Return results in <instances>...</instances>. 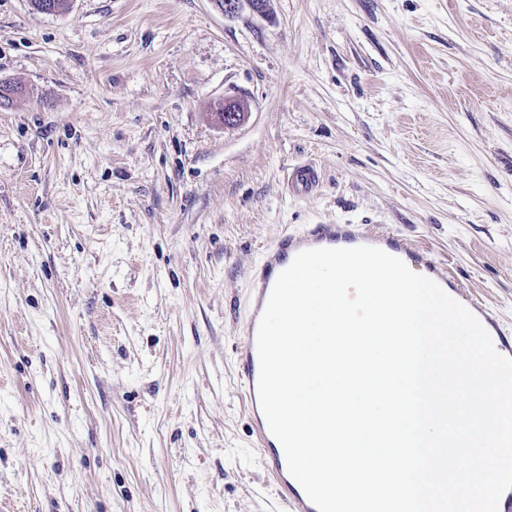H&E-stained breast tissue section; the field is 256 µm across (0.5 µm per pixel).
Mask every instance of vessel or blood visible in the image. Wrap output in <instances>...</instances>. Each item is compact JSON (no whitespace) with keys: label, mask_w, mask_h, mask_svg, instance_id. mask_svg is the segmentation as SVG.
I'll return each instance as SVG.
<instances>
[{"label":"vessel or blood","mask_w":512,"mask_h":512,"mask_svg":"<svg viewBox=\"0 0 512 512\" xmlns=\"http://www.w3.org/2000/svg\"><path fill=\"white\" fill-rule=\"evenodd\" d=\"M317 180V172L307 165L294 168L288 177L289 185L298 192L308 191ZM340 243H348L355 247L380 248L400 258L414 269L425 272L429 278L448 288L452 293L460 291V284L451 269L430 252L403 235L394 232H374L360 224H322L317 230L307 234L283 236L275 246L268 249L266 260L258 275V286L253 290L252 316L241 345L237 366L242 395L250 411L254 413L253 429L259 443L261 459L276 476L280 496L287 504L289 512L318 510L300 484L292 476L284 475L281 467L283 456L273 451V435L267 421L257 414L260 405L257 390L260 364L256 333L261 314L278 277L277 269L284 256H294L311 247L331 248ZM469 309L490 335L495 349L503 356L512 357V332L506 331L497 317L478 303H471Z\"/></svg>","instance_id":"b4317fda"}]
</instances>
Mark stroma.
<instances>
[{"label": "stroma", "mask_w": 512, "mask_h": 512, "mask_svg": "<svg viewBox=\"0 0 512 512\" xmlns=\"http://www.w3.org/2000/svg\"><path fill=\"white\" fill-rule=\"evenodd\" d=\"M1 80L0 512H283L236 360L284 233H400L512 328V0H0ZM318 180V174L313 167L308 165L294 168L289 177L288 183L297 192H306L311 189Z\"/></svg>", "instance_id": "35a3bbf8"}]
</instances>
